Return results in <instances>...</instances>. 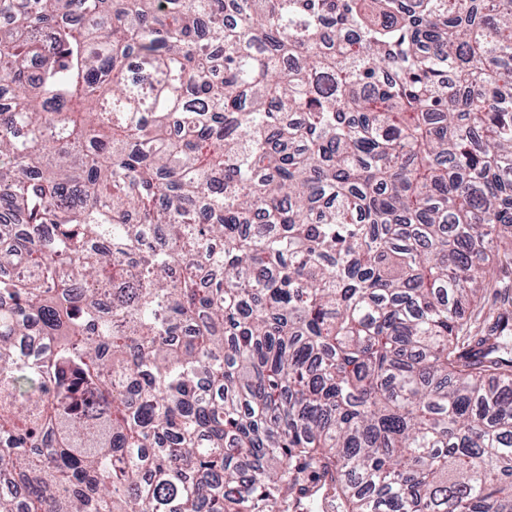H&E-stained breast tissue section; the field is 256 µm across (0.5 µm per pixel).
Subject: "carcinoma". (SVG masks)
I'll use <instances>...</instances> for the list:
<instances>
[{"label": "carcinoma", "mask_w": 512, "mask_h": 512, "mask_svg": "<svg viewBox=\"0 0 512 512\" xmlns=\"http://www.w3.org/2000/svg\"><path fill=\"white\" fill-rule=\"evenodd\" d=\"M0 512H512V0H0ZM495 279L497 288L489 290L480 305L466 310L465 319L470 325L471 336L484 328L485 314L491 306L512 310V268L498 266L495 268Z\"/></svg>", "instance_id": "cac0c4a2"}]
</instances>
